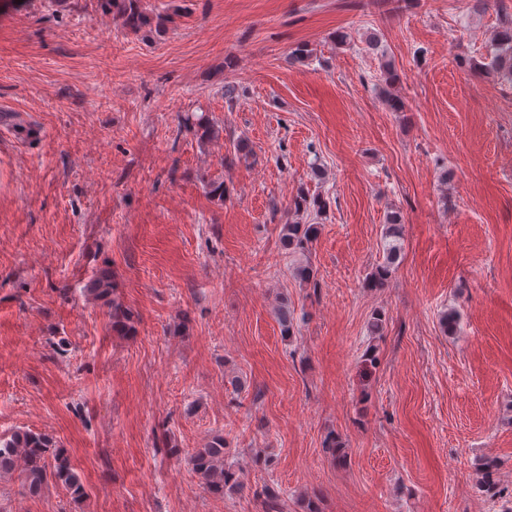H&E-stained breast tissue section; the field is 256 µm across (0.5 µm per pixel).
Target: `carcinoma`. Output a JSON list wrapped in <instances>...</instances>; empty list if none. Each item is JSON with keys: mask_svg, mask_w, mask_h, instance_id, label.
Wrapping results in <instances>:
<instances>
[{"mask_svg": "<svg viewBox=\"0 0 512 512\" xmlns=\"http://www.w3.org/2000/svg\"><path fill=\"white\" fill-rule=\"evenodd\" d=\"M488 68L512 84V24L498 30L494 36ZM316 232L312 224H286L283 236L288 247L306 250ZM384 264L376 267L369 277L370 284L377 288L384 285L391 274L397 257L395 243L385 245ZM88 295L94 300L106 299L112 294V281L108 273L99 274L87 286ZM193 470L202 484L214 494L241 493L245 485L235 472L224 467V438L214 439L191 457ZM20 470L28 492L38 495L55 481L71 490L77 498L86 495L83 483L70 461L56 448L52 438L31 432H16L10 437L0 436V475Z\"/></svg>", "mask_w": 512, "mask_h": 512, "instance_id": "obj_1", "label": "carcinoma"}]
</instances>
